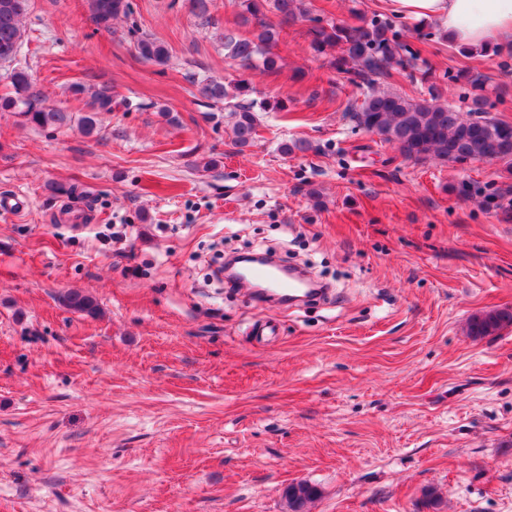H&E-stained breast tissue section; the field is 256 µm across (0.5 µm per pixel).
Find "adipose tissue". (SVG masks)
I'll list each match as a JSON object with an SVG mask.
<instances>
[{
	"instance_id": "adipose-tissue-1",
	"label": "adipose tissue",
	"mask_w": 512,
	"mask_h": 512,
	"mask_svg": "<svg viewBox=\"0 0 512 512\" xmlns=\"http://www.w3.org/2000/svg\"><path fill=\"white\" fill-rule=\"evenodd\" d=\"M397 14L438 26L469 53L512 48V0H388Z\"/></svg>"
}]
</instances>
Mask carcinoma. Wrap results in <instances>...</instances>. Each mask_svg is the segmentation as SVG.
Returning a JSON list of instances; mask_svg holds the SVG:
<instances>
[{"instance_id":"carcinoma-1","label":"carcinoma","mask_w":512,"mask_h":512,"mask_svg":"<svg viewBox=\"0 0 512 512\" xmlns=\"http://www.w3.org/2000/svg\"><path fill=\"white\" fill-rule=\"evenodd\" d=\"M29 0H0V61L12 60L18 53L22 25L28 11ZM242 23L250 27L248 33L224 30V52L243 70L253 67L257 58L267 71L278 69V57L270 52L276 44L279 29L300 19H308L311 47L317 52L337 48L335 67L350 76V82L363 89L361 104L351 106L349 116L356 126L375 133L399 147L407 159L423 160L436 157L457 162L462 158L506 161L512 164V125L484 116V101L471 99L468 114L479 115L476 120L441 102L436 84L427 88L428 97L410 100L402 95L375 89V78L393 77L411 66L417 57L412 45L406 41L396 26L388 21L372 19L359 24L323 25L318 18L307 17L303 0H239ZM271 8L279 18L278 23L268 20L264 9ZM91 18L104 29L111 28L112 20L129 12L128 0H90ZM140 57L147 62L165 65L169 52L158 40L143 37L137 41ZM14 93L0 97V112H9L37 127L62 128L68 125V113L48 104L33 87L28 73L16 70L11 76ZM74 95L86 97V113L81 118L85 133L96 130L98 116L113 111L114 99L107 86L91 89L81 84L72 86ZM249 84L241 79L224 84V81L206 77L198 82L201 98L215 104L230 102L224 121L231 126L233 143L246 147L256 136L257 118L254 101L247 99ZM460 200H476L487 210L503 208V202L512 195V186L491 185L480 194L476 182L463 180L453 186ZM73 310L94 314L95 300L78 291L64 296ZM512 324V312L488 313L471 323L470 332L475 336H490ZM318 495L315 486L306 481L288 485L285 496L291 512H303L307 504Z\"/></svg>"}]
</instances>
